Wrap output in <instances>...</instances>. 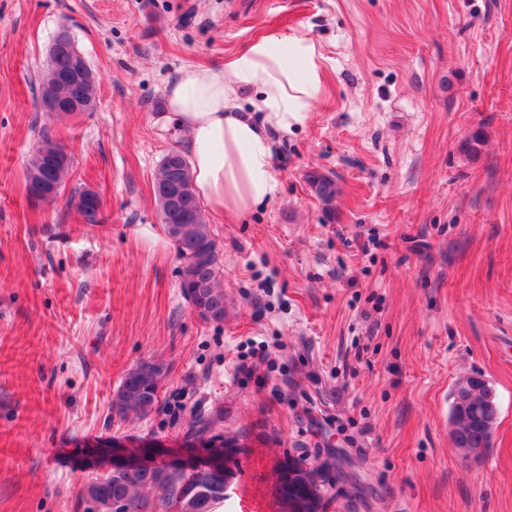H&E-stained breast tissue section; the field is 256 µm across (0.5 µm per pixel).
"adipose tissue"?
Masks as SVG:
<instances>
[{"label":"adipose tissue","mask_w":512,"mask_h":512,"mask_svg":"<svg viewBox=\"0 0 512 512\" xmlns=\"http://www.w3.org/2000/svg\"><path fill=\"white\" fill-rule=\"evenodd\" d=\"M319 58L305 38L268 37L224 67L187 69L169 83L162 118L187 131L196 194L211 212L239 217L277 196L272 136L291 134L311 108ZM245 89L244 106L236 93Z\"/></svg>","instance_id":"obj_1"}]
</instances>
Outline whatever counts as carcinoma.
<instances>
[{"instance_id":"1","label":"carcinoma","mask_w":512,"mask_h":512,"mask_svg":"<svg viewBox=\"0 0 512 512\" xmlns=\"http://www.w3.org/2000/svg\"><path fill=\"white\" fill-rule=\"evenodd\" d=\"M78 54L71 33L61 29L51 45L49 60L46 61L40 88L60 85L63 97L59 100L61 109H68L76 103L87 111L95 103L97 87L95 78L87 76L83 80H72L73 61ZM71 156L65 148L45 136L38 143L29 160L27 171H40L61 193L69 173ZM306 180L315 196L328 212H333L338 187L333 177L313 170L307 173ZM182 189L181 206L169 211L159 208L161 224L164 228L176 224L179 232L167 233L179 259L185 260L180 270V288L187 298L203 308L204 321L219 323L224 321V288L218 279L219 252L210 226L205 223L197 198L189 163L184 156L172 160L162 159L153 181L155 198H160L163 189ZM77 213L86 224L101 223V213L94 203L76 206ZM163 378V367L154 361H142L124 377L112 400V410L121 415L144 416L152 411L157 401L158 388ZM486 383L476 380L470 387V405L473 413L485 418L499 416V406L487 407L483 395ZM220 419L196 418L189 427V434L204 447H209L220 438L214 433L215 424ZM457 438L469 454L477 455L490 447L491 435L473 419L459 423ZM224 473H216L212 484L199 485L191 469L169 466H155L150 470L136 465L117 466L108 475L94 478L84 484L81 499H92L96 512H112V504L125 503L130 512H151L150 501L141 496L138 490L152 488L162 494L161 506L171 504L176 512H214L215 506L224 502L221 486Z\"/></svg>"}]
</instances>
